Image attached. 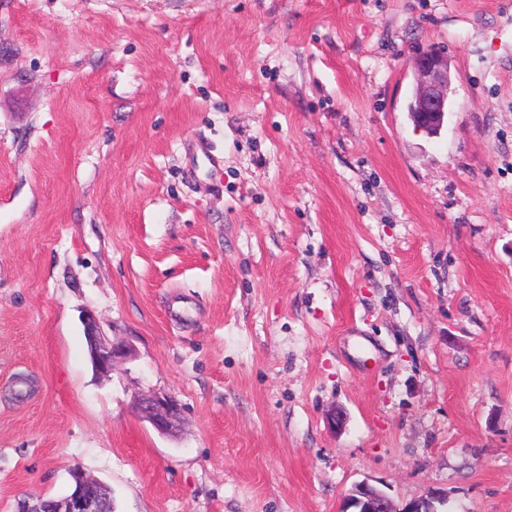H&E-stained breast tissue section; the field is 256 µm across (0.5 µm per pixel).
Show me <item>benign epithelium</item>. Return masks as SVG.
Returning <instances> with one entry per match:
<instances>
[{
	"mask_svg": "<svg viewBox=\"0 0 512 512\" xmlns=\"http://www.w3.org/2000/svg\"><path fill=\"white\" fill-rule=\"evenodd\" d=\"M415 106L410 113L414 126L429 135H437L448 114V92L451 86L450 63L443 52L430 49L413 61ZM84 327L92 365L96 372L108 376L115 365L127 356L126 345L120 340H108L100 332L93 314L84 316ZM134 405L141 417L161 434L176 432L180 422V406L168 394H138ZM72 490L59 501L40 500L34 512H105L111 494L107 485L89 478L75 468L71 472ZM448 503V495L431 492L401 506L378 488L361 482L343 500L341 512H438L437 504Z\"/></svg>",
	"mask_w": 512,
	"mask_h": 512,
	"instance_id": "7a95c632",
	"label": "benign epithelium"
}]
</instances>
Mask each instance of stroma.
Masks as SVG:
<instances>
[{
  "mask_svg": "<svg viewBox=\"0 0 512 512\" xmlns=\"http://www.w3.org/2000/svg\"><path fill=\"white\" fill-rule=\"evenodd\" d=\"M499 2L0 0V512L76 467L114 512H339L362 481L512 512ZM88 311L131 348L107 377ZM415 112H410L414 126L429 135H437L448 114L451 86L450 63L443 52L430 49L413 61ZM134 405L141 417L159 433L172 435L176 432L181 409L173 396L155 392L137 394Z\"/></svg>",
  "mask_w": 512,
  "mask_h": 512,
  "instance_id": "1",
  "label": "stroma"
}]
</instances>
